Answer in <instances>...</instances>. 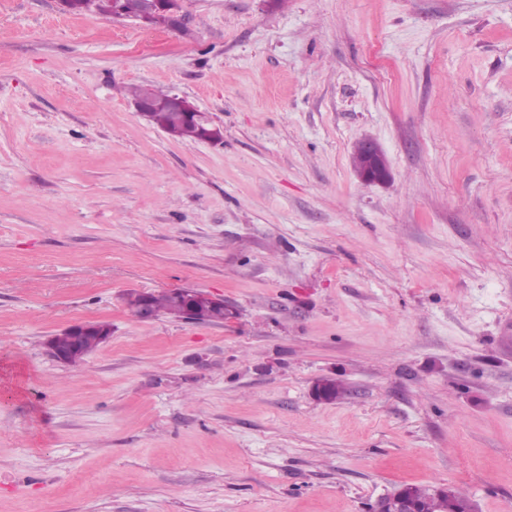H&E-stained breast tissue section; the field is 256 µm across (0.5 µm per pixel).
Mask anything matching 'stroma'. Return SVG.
Masks as SVG:
<instances>
[{
	"label": "stroma",
	"instance_id": "obj_1",
	"mask_svg": "<svg viewBox=\"0 0 512 512\" xmlns=\"http://www.w3.org/2000/svg\"><path fill=\"white\" fill-rule=\"evenodd\" d=\"M181 5L0 0V512H512V0ZM181 288L224 321L123 304ZM82 320L111 337L55 362ZM140 24L146 27H159L167 31L182 28L185 16L181 12L179 0H147ZM168 95L169 92L153 91L145 88H134L133 90V96L135 98L134 104L140 115L148 117L149 113L152 112L149 119L150 122L163 130H174L175 134L173 137L175 138L182 140H199L202 137V130L192 122L178 121L177 114L174 112H178L181 117H188L208 123L204 114L199 112L186 96L175 92H171L170 95ZM137 98H146L156 101ZM160 108L167 112H164ZM154 110L157 111L153 112ZM355 154L362 158V164L357 173L371 182H385L390 175L388 162L376 142L361 139L355 147ZM92 324L88 322H78L71 324L65 329L66 334L69 335L70 341L73 342V346L70 350L66 351L59 347L57 336H49L46 340L45 344L47 347V351L49 355L56 360L58 363L68 366L73 365L80 361L83 357V351H80V344L85 339V334L91 331ZM84 362L77 363L72 367L77 368L81 366ZM407 493L415 501L419 512H472L470 502L452 489L429 490L405 485ZM446 492V493H444ZM387 496V498H383ZM379 498L369 512H417L410 498L401 490Z\"/></svg>",
	"mask_w": 512,
	"mask_h": 512
}]
</instances>
